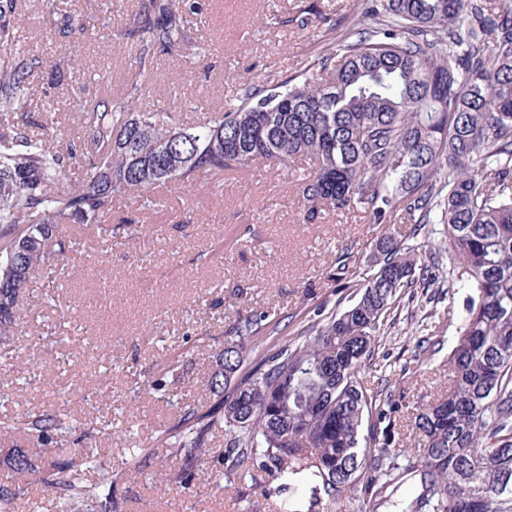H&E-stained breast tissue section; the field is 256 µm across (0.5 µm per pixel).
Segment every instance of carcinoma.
I'll list each match as a JSON object with an SVG mask.
<instances>
[{"mask_svg": "<svg viewBox=\"0 0 512 512\" xmlns=\"http://www.w3.org/2000/svg\"><path fill=\"white\" fill-rule=\"evenodd\" d=\"M70 0H38L42 17L67 42L93 29ZM210 0H139L113 31L141 44L145 70L157 56L182 59L201 50L194 37ZM366 26L336 41L309 65L275 84L244 77L207 123L187 126V101L172 96L143 108L142 87L99 96L74 108L71 138L47 108L30 119L32 82L45 70L82 66L70 55L44 58L18 47L27 24L22 0H0V358L12 347L20 299L34 271L52 277L65 253L66 230L94 225L112 238V205L146 197L160 185L194 187L201 176L257 163L314 160L300 192L309 221L327 211L360 208L377 224L396 212L444 225L448 277L415 248L388 236L351 303L314 324L304 340L262 353L247 372L253 338L265 331L258 311L227 330L206 389L223 397L219 415L180 408L156 443L181 462L173 480L190 489L214 451L205 434L224 422L222 469L248 478L305 473L330 504L360 488L372 509L405 481L416 480L409 512H512V0L496 13L482 0H366ZM24 117L37 134L19 131ZM81 169L72 179V169ZM466 290L448 354V395L416 414L417 448H395L396 403L357 379L375 365L377 334L391 310L417 289ZM23 430L31 451L0 457V512L30 485L56 494V512H114L117 478L96 448H76L67 463L42 447L68 435L61 409L0 422V435ZM93 471L96 479L84 478Z\"/></svg>", "mask_w": 512, "mask_h": 512, "instance_id": "cac0c4a2", "label": "carcinoma"}]
</instances>
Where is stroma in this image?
<instances>
[{"instance_id": "obj_1", "label": "stroma", "mask_w": 512, "mask_h": 512, "mask_svg": "<svg viewBox=\"0 0 512 512\" xmlns=\"http://www.w3.org/2000/svg\"><path fill=\"white\" fill-rule=\"evenodd\" d=\"M303 9L312 21L294 24ZM362 9L361 0H212L198 26L202 54L157 59L142 72L139 43L90 38L81 74L65 72L53 109L68 134H76L71 108L99 95L94 76L103 72L113 93L136 83L151 105L179 88L199 103L182 112L191 122L221 108L237 76L275 83L300 71L325 49L328 21L362 24ZM27 11L21 47L63 55L67 43L35 6ZM309 166L305 158L287 168L259 163L205 176L186 191L169 186L146 200L124 198L112 210L110 243L74 234L54 274L57 297L44 298L47 280L37 277L20 310L25 328L13 344L36 376L26 383L22 367L0 365V420L64 406L73 428L57 459H69L80 445L98 448L116 471L128 448L146 446L138 477L116 485L115 512H365L359 489L331 506L304 476L294 492L271 477L261 489L226 474L216 482L204 477L190 492L155 479L179 468L153 447L157 430L175 425L182 406L213 405L204 384L240 312L262 311L270 320L272 330L256 351L291 340L316 317L348 305L350 289L334 280L338 257L362 272L380 237L400 239L411 227L407 214L375 224L360 209L304 222L297 182ZM393 318L379 340L375 369H362L360 377L371 388L388 386L400 419L408 420L447 394L445 350L455 328L448 297L438 288L401 302ZM425 338L443 341L444 352L418 353L416 343ZM159 378L166 383L161 391L150 385Z\"/></svg>"}]
</instances>
